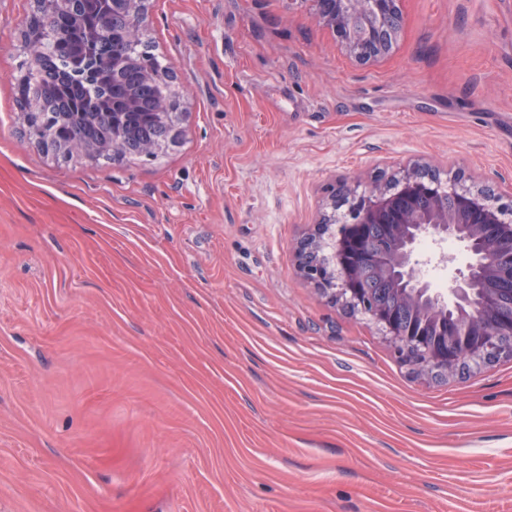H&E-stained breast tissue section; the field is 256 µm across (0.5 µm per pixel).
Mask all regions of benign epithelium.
<instances>
[{"mask_svg": "<svg viewBox=\"0 0 512 512\" xmlns=\"http://www.w3.org/2000/svg\"><path fill=\"white\" fill-rule=\"evenodd\" d=\"M149 0H112V11L105 15L98 29V42H103L108 28L117 18L123 20V37L136 40L143 36ZM311 17L331 30L344 44L350 56L360 64L374 62L393 48L403 27V0H306ZM28 20L35 22L46 16L65 22L79 18L80 0H31ZM98 67L112 74V134L86 142L81 150L95 156L116 154L129 141L125 130L126 113L142 106L139 90L125 83L127 72L139 67V61L128 54L112 52L96 56ZM173 92L159 96L153 111L141 118L153 127H162L164 134L138 141L137 155L153 156L175 142L179 131L174 124L175 113L169 111ZM426 166L414 164L398 177L392 186L374 180L357 195L348 189L339 203H331L333 212L325 215L318 229L299 240L295 254L299 271L310 282L324 283L325 273L320 263L312 259L317 248L336 245V235L327 234L325 224L336 222V205L348 206L344 224H391L400 235L395 256V268L402 286L416 289L423 301L446 304L448 308L473 314L484 311L490 304L488 294L480 293L489 280L498 282L503 301L512 297V222L504 219L501 206L492 192L460 185L461 178L443 181L423 175ZM429 237L440 245L448 240L462 244L469 255L466 271L443 295L433 290L420 276L419 263L414 259L421 239ZM476 343L471 350L490 364L506 356L495 334L479 322L463 331Z\"/></svg>", "mask_w": 512, "mask_h": 512, "instance_id": "1", "label": "benign epithelium"}]
</instances>
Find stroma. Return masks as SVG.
<instances>
[{
    "label": "stroma",
    "mask_w": 512,
    "mask_h": 512,
    "mask_svg": "<svg viewBox=\"0 0 512 512\" xmlns=\"http://www.w3.org/2000/svg\"><path fill=\"white\" fill-rule=\"evenodd\" d=\"M149 2L179 138L64 163L0 0V512H512V360L415 376L294 252L413 161L512 205V0H404L368 65L303 0Z\"/></svg>",
    "instance_id": "35a3bbf8"
}]
</instances>
